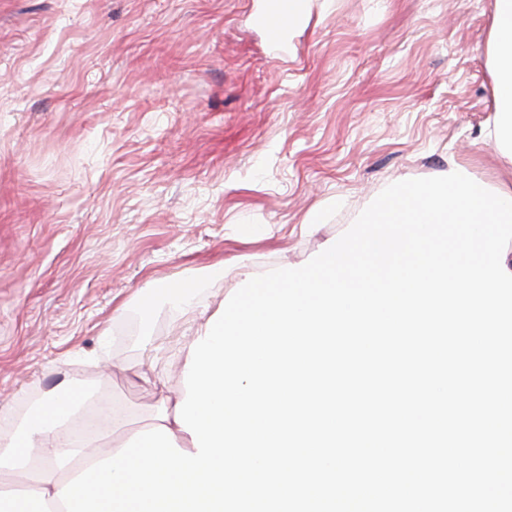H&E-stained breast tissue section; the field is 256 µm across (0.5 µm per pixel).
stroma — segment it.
<instances>
[{"label":"stroma","mask_w":512,"mask_h":512,"mask_svg":"<svg viewBox=\"0 0 512 512\" xmlns=\"http://www.w3.org/2000/svg\"><path fill=\"white\" fill-rule=\"evenodd\" d=\"M264 5L0 0V426L69 380L122 441L179 392L199 322L141 288L195 278L213 309L392 183L512 182L486 136L495 0H309L281 48Z\"/></svg>","instance_id":"obj_1"}]
</instances>
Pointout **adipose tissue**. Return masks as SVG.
I'll return each mask as SVG.
<instances>
[{"label":"adipose tissue","mask_w":512,"mask_h":512,"mask_svg":"<svg viewBox=\"0 0 512 512\" xmlns=\"http://www.w3.org/2000/svg\"><path fill=\"white\" fill-rule=\"evenodd\" d=\"M496 118L488 131L499 152L512 160V0H496V10L489 33ZM197 285L185 280L175 284H150L143 288L141 301L146 308L164 303L176 312L194 307Z\"/></svg>","instance_id":"obj_1"}]
</instances>
